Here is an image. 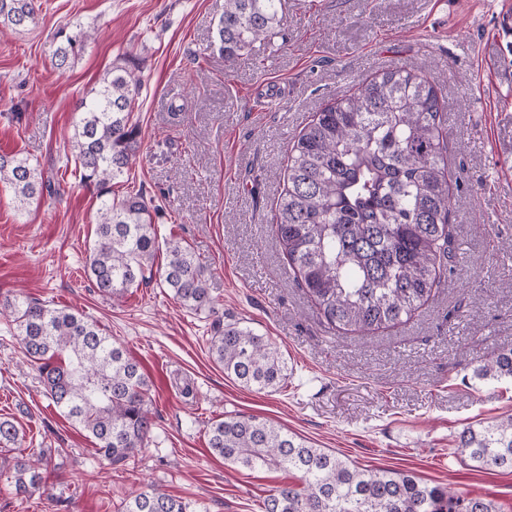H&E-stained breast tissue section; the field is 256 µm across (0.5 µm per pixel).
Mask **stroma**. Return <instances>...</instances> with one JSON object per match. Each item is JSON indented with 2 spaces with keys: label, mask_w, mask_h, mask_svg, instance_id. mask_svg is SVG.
<instances>
[{
  "label": "stroma",
  "mask_w": 512,
  "mask_h": 512,
  "mask_svg": "<svg viewBox=\"0 0 512 512\" xmlns=\"http://www.w3.org/2000/svg\"><path fill=\"white\" fill-rule=\"evenodd\" d=\"M41 5L36 27L0 33V154L28 157L60 193L20 212L0 190V296L96 320L148 374L154 427L138 454L110 464L51 405L0 316V418L54 463L44 493L17 497L0 479V512H119L147 487L189 512H263L291 476L210 454L209 423L235 413L271 419L358 466L411 470L512 512V472L473 470L454 451L467 424L512 413L511 379L473 376L512 347V83L500 79L512 72V0H282L273 41L231 67L214 45L224 0ZM65 23L96 39L61 71L48 38ZM123 56L141 68L133 119L142 144L115 192L143 191L159 238H178L209 267L218 315L277 343L288 365L278 391L227 378L209 352L211 319L158 278L119 302L89 278L99 201L65 162L81 97ZM392 68L426 72L444 101L459 256L409 323L344 334L297 288L271 224L289 141L324 104Z\"/></svg>",
  "instance_id": "stroma-1"
}]
</instances>
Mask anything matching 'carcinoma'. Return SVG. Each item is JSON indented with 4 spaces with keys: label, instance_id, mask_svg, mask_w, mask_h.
Masks as SVG:
<instances>
[{
    "label": "carcinoma",
    "instance_id": "1",
    "mask_svg": "<svg viewBox=\"0 0 512 512\" xmlns=\"http://www.w3.org/2000/svg\"><path fill=\"white\" fill-rule=\"evenodd\" d=\"M281 0H224L215 46L232 66L254 43L276 35ZM37 0H0V30L38 23ZM95 39L64 25L50 41L56 66L70 65ZM135 59L122 57L80 99L75 172L97 191L95 239L88 268L95 288L114 301L139 287L159 242L142 192L112 197L140 148L133 122L142 79ZM444 104L424 75L392 69L315 113L292 141L287 179L272 231L297 285L333 329L368 332L411 320L435 296L457 257L451 221ZM0 186L20 208L51 185L38 166L0 155ZM162 287L188 311L215 313L207 266L178 239L164 241ZM27 360L37 365L46 397L86 431L111 464L146 447L153 426L150 385L140 364L99 324L78 311L27 297L0 299ZM210 354L224 375L257 393L288 379L271 337L226 318L213 325ZM478 379H512V347L474 370ZM17 425L0 419V453L17 496L45 485L50 460L26 455ZM208 448L231 466L291 472L264 499V512H500L483 497L457 496L410 471L360 469L336 454L255 415L210 423ZM457 454L481 472L512 471V414L462 429ZM121 512H187L157 489L133 492Z\"/></svg>",
    "mask_w": 512,
    "mask_h": 512
}]
</instances>
